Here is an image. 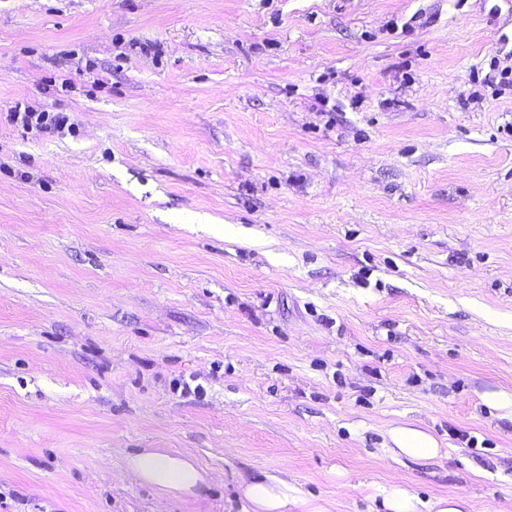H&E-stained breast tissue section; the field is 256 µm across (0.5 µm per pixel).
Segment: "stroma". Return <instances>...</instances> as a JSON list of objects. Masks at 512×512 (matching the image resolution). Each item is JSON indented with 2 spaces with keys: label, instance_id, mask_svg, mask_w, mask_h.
Here are the masks:
<instances>
[{
  "label": "stroma",
  "instance_id": "stroma-1",
  "mask_svg": "<svg viewBox=\"0 0 512 512\" xmlns=\"http://www.w3.org/2000/svg\"><path fill=\"white\" fill-rule=\"evenodd\" d=\"M492 391L512 0H0V512H238L264 472L293 512L394 479L512 512ZM11 116L13 121L21 123L24 128H29L35 123V125L41 129H58L66 122V117L59 113L31 112L27 109L21 112L20 105L15 106L14 111L11 112ZM389 438L395 448L390 450L398 456L416 460L431 458L438 454L439 446L430 434L413 427L394 426L389 429ZM126 469L137 481L164 492L199 495L209 481L193 459L179 454L142 452L127 460Z\"/></svg>",
  "mask_w": 512,
  "mask_h": 512
}]
</instances>
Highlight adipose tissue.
I'll return each mask as SVG.
<instances>
[{"label": "adipose tissue", "mask_w": 512, "mask_h": 512, "mask_svg": "<svg viewBox=\"0 0 512 512\" xmlns=\"http://www.w3.org/2000/svg\"><path fill=\"white\" fill-rule=\"evenodd\" d=\"M389 438L395 455L412 460L431 458L439 452L435 438L417 428L391 427ZM126 469L137 481L164 492L197 495L209 481L193 459L179 454L142 452L127 460ZM296 504L295 488L277 475L267 473L240 485L241 512H290Z\"/></svg>", "instance_id": "adipose-tissue-1"}]
</instances>
